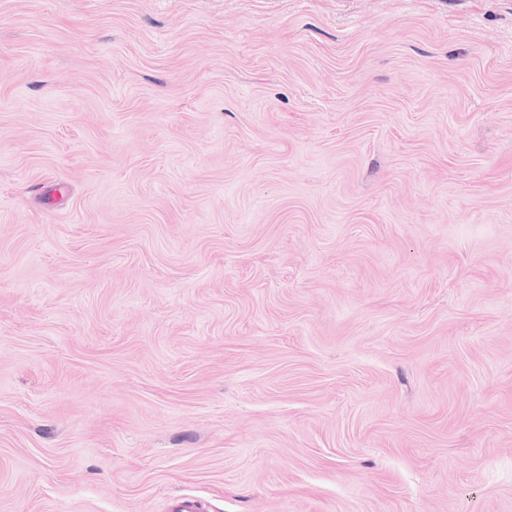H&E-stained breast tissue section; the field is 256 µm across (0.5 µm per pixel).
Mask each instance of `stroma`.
Segmentation results:
<instances>
[{
  "label": "stroma",
  "instance_id": "1",
  "mask_svg": "<svg viewBox=\"0 0 512 512\" xmlns=\"http://www.w3.org/2000/svg\"><path fill=\"white\" fill-rule=\"evenodd\" d=\"M512 512V0H0V512Z\"/></svg>",
  "mask_w": 512,
  "mask_h": 512
}]
</instances>
